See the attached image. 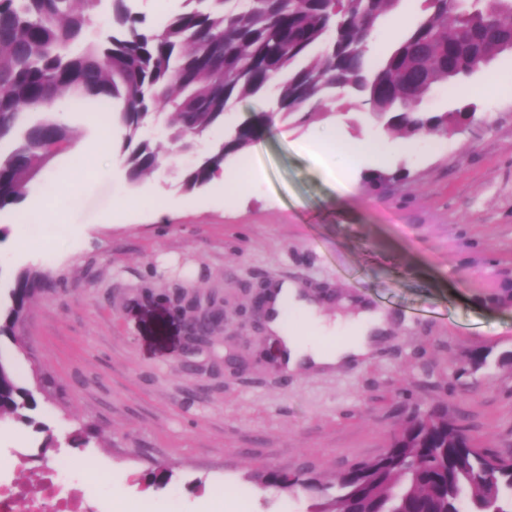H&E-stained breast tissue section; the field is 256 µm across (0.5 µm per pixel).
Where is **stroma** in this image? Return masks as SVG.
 <instances>
[{
	"label": "stroma",
	"mask_w": 512,
	"mask_h": 512,
	"mask_svg": "<svg viewBox=\"0 0 512 512\" xmlns=\"http://www.w3.org/2000/svg\"><path fill=\"white\" fill-rule=\"evenodd\" d=\"M490 71L512 83V52L420 105L449 112L468 100L478 122L407 148L343 91L305 124L275 121L227 162L246 183L239 193L185 192L179 172L211 140L181 153L160 124L142 135L163 160L132 184L106 155L79 168L72 153L55 157L29 189L52 220L30 225L31 248L0 242V278L24 267L51 276L0 339L37 402L32 423L0 418V448L26 449L34 465L68 449L111 512L145 501L155 512H225L229 492L249 512H307L305 492L264 490L265 475L302 470L331 483L432 403L481 447L512 451V367L479 387L455 373L471 350H512V304L492 302L512 280V94L487 84ZM331 131L339 149L316 163L301 143ZM376 138L397 147L350 167L349 144ZM400 167L406 179L364 180ZM69 169L84 186L73 203L46 193ZM337 170L352 175L347 193ZM146 186L164 211L141 198ZM283 281L334 295L332 315L361 300L387 310L393 339L360 367L284 375L275 339L253 321L256 294ZM182 291L224 309L212 344L192 354Z\"/></svg>",
	"instance_id": "stroma-1"
}]
</instances>
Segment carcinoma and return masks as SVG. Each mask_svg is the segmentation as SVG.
Masks as SVG:
<instances>
[{"label": "carcinoma", "mask_w": 512, "mask_h": 512, "mask_svg": "<svg viewBox=\"0 0 512 512\" xmlns=\"http://www.w3.org/2000/svg\"><path fill=\"white\" fill-rule=\"evenodd\" d=\"M104 0H0V210L28 194L32 173L66 152V124L45 115L65 97L112 106L126 130L120 149L129 179L153 170L160 146L136 139L165 121L168 140L188 150L224 125L236 104L262 97L278 80L279 114L307 121L333 90L362 97L371 117L407 138L475 119L464 103L421 112L435 87L469 77L512 50V0H423L422 14L381 54L366 44L401 0H184L190 8L149 23L127 0H112V26L87 37ZM255 141L244 121L182 174L186 190L210 182L224 159ZM45 280L25 269L5 285L0 337L13 335ZM512 365V351L473 350L458 375ZM32 395L0 361V417L27 420ZM317 512H512V460L481 448L439 404L411 413L393 448L355 463L331 486L307 480Z\"/></svg>", "instance_id": "carcinoma-1"}]
</instances>
